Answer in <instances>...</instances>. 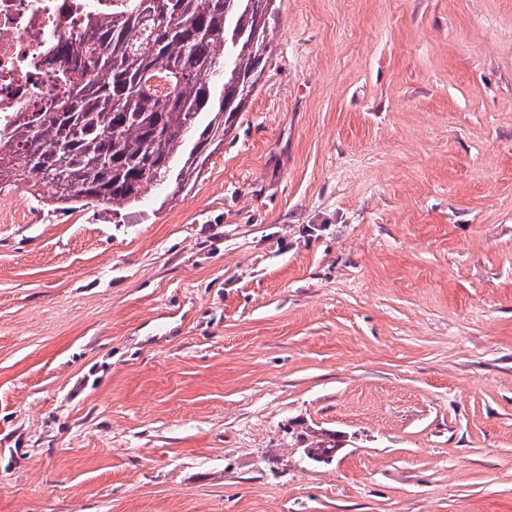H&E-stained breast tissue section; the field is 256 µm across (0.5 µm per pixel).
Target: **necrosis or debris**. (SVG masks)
<instances>
[{"instance_id": "necrosis-or-debris-1", "label": "necrosis or debris", "mask_w": 512, "mask_h": 512, "mask_svg": "<svg viewBox=\"0 0 512 512\" xmlns=\"http://www.w3.org/2000/svg\"><path fill=\"white\" fill-rule=\"evenodd\" d=\"M125 0H0V124L17 112H46L64 92L63 37L88 18L108 20Z\"/></svg>"}]
</instances>
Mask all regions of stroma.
Here are the masks:
<instances>
[{
    "mask_svg": "<svg viewBox=\"0 0 512 512\" xmlns=\"http://www.w3.org/2000/svg\"><path fill=\"white\" fill-rule=\"evenodd\" d=\"M268 40L184 192L0 189V512H512V0ZM314 435L306 434L299 437V442L301 443L300 448L302 453L306 451L314 453L318 459H326L329 460L330 457H322L332 455L333 457L336 455V452L341 448L342 442L335 432H325V431H314ZM312 436V438H309Z\"/></svg>",
    "mask_w": 512,
    "mask_h": 512,
    "instance_id": "stroma-1",
    "label": "stroma"
}]
</instances>
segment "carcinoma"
Here are the masks:
<instances>
[{"label":"carcinoma","mask_w":512,"mask_h":512,"mask_svg":"<svg viewBox=\"0 0 512 512\" xmlns=\"http://www.w3.org/2000/svg\"><path fill=\"white\" fill-rule=\"evenodd\" d=\"M275 2L126 0L112 19L90 21L61 46L67 91L53 110L0 127V186L114 209L152 187L187 189L256 88ZM299 442L321 456L342 446L325 431Z\"/></svg>","instance_id":"1"}]
</instances>
